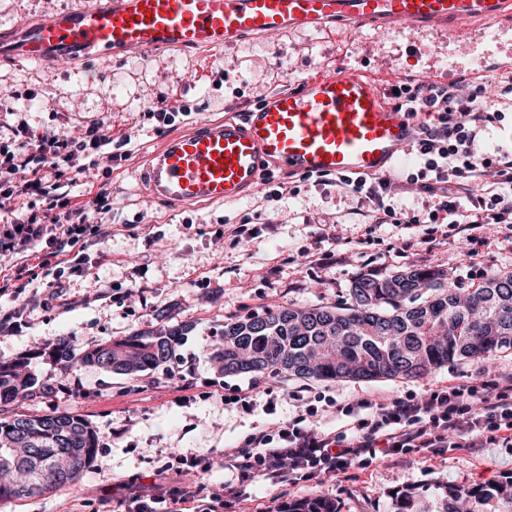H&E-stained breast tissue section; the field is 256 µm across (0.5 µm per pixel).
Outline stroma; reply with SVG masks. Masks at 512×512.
Returning a JSON list of instances; mask_svg holds the SVG:
<instances>
[{"label":"stroma","instance_id":"obj_1","mask_svg":"<svg viewBox=\"0 0 512 512\" xmlns=\"http://www.w3.org/2000/svg\"><path fill=\"white\" fill-rule=\"evenodd\" d=\"M85 2L0 0V32L19 20L74 10ZM352 70L368 74L390 104L396 101L394 86L410 77L434 75L487 94L498 88L502 76H512V32L497 38L483 25L470 38L458 39L446 31L338 24L319 32L292 30L267 39L249 38L216 53L159 51L106 63L62 64L47 82L37 67L0 58V103L14 109L0 115V138L11 137L20 118L41 132L72 133L103 118L113 134L103 147L112 157L110 168L89 169L69 189L71 195L84 196L109 182L112 208L103 219L107 237L88 247L81 274L58 279L48 271L21 294L0 297V314L16 310L28 316L21 328L0 330V359L65 337L90 350L138 331L190 326L170 363L176 372L172 378L162 369L137 378L93 366L65 372L52 360L34 359L32 368L56 392L38 402H16V410L44 415L75 409L99 432L101 448L76 484L0 502V512H117L130 489L155 483L158 470L176 454L196 458L198 465L208 467L212 487H220L225 453L294 414L292 394L303 388L340 400L381 391L408 396L451 380H468L479 367L491 374L512 369L510 350L454 360L427 376L396 381L281 376L274 386L275 412H267L263 394L249 410L228 403V396L247 388L253 377L217 370L211 354L225 318L278 305L346 302L352 281L369 261L383 272L437 267L454 288L481 282L488 268L512 272V239L490 233L489 247L473 263L456 236L445 246L428 249L427 224L382 225L374 228L375 240L365 254L349 253L340 262L319 264L329 247L330 224L342 223L349 235L365 230L351 212V196L337 187L332 175L319 184L274 172L273 182L287 183L290 192L270 203L258 191L233 206L174 210L139 191L133 171L170 129L256 106L268 91L296 87L318 73ZM163 98L181 108L169 125L150 112ZM124 134L130 135L129 143H121ZM229 224L246 225L249 236L232 243L222 233ZM409 239L414 248H405ZM509 477L512 447L488 443L477 452L451 448L438 456L380 458L362 470L323 476L318 483L291 486L259 476L247 491L269 512L320 494L333 499L338 512H394L396 496L406 492L427 497L437 508L449 490Z\"/></svg>","mask_w":512,"mask_h":512}]
</instances>
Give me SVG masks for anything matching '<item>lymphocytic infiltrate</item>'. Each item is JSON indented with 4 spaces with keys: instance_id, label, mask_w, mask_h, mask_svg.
Here are the masks:
<instances>
[{
    "instance_id": "f902f5d3",
    "label": "lymphocytic infiltrate",
    "mask_w": 512,
    "mask_h": 512,
    "mask_svg": "<svg viewBox=\"0 0 512 512\" xmlns=\"http://www.w3.org/2000/svg\"><path fill=\"white\" fill-rule=\"evenodd\" d=\"M398 107L423 113L411 146L415 164L392 178L342 175L337 186L356 197L364 217L374 225H451L471 258L486 244L479 233L487 225L512 239V151L485 157L478 143L489 125L503 122L512 111V83L493 98L449 83L416 79L400 86ZM110 127L102 121L85 125L80 135L39 134L18 121L13 138L0 140V208L9 207V223L0 224V257L17 255L45 243L37 262H24L0 274V296L22 292L46 267L57 275L78 271L77 245L101 239L99 217L112 192L100 185L89 201L72 199L67 189L87 171V151L102 147ZM480 194H473V187ZM424 194L432 206L427 217L396 210L388 202L395 188ZM348 416L346 429L319 430L318 410L307 407L276 430L250 435L233 454L231 479L222 490L211 489L207 477L193 485L172 484L154 491L139 487L123 502L125 512H223L225 499L243 500L241 482L257 476L288 482L311 481L326 474L368 467L379 456L402 458L439 448H470L480 440L512 447V372L431 388L406 398L374 395L337 404Z\"/></svg>"
}]
</instances>
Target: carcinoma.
<instances>
[{"label": "carcinoma", "instance_id": "cac0c4a2", "mask_svg": "<svg viewBox=\"0 0 512 512\" xmlns=\"http://www.w3.org/2000/svg\"><path fill=\"white\" fill-rule=\"evenodd\" d=\"M437 268L364 273L344 304L263 309L224 320L213 353L226 376L285 374L307 380L395 381L422 377L455 359L512 350V273H495L471 288H450ZM189 326L137 332L82 351L57 342L54 362L65 371L93 365L138 375L167 365ZM55 393L30 362L0 359V500L41 495L75 484L95 460L100 436L80 413L65 409L29 415L9 408L17 399L38 402ZM276 512H336L318 496ZM396 512H433L406 493ZM443 512H512V480L448 493Z\"/></svg>", "mask_w": 512, "mask_h": 512}]
</instances>
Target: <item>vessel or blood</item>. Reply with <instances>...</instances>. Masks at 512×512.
I'll list each match as a JSON object with an SVG mask.
<instances>
[{
  "label": "vessel or blood",
  "mask_w": 512,
  "mask_h": 512,
  "mask_svg": "<svg viewBox=\"0 0 512 512\" xmlns=\"http://www.w3.org/2000/svg\"><path fill=\"white\" fill-rule=\"evenodd\" d=\"M339 22L454 34L495 23L505 32L512 0H89L77 11L17 23L0 37V56L44 66L159 49L207 52L244 36ZM416 134L411 114L387 105L358 72L323 74L269 91L255 108L167 135L138 180L174 208L235 205L273 171L390 175L410 162Z\"/></svg>",
  "instance_id": "vessel-or-blood-1"
}]
</instances>
